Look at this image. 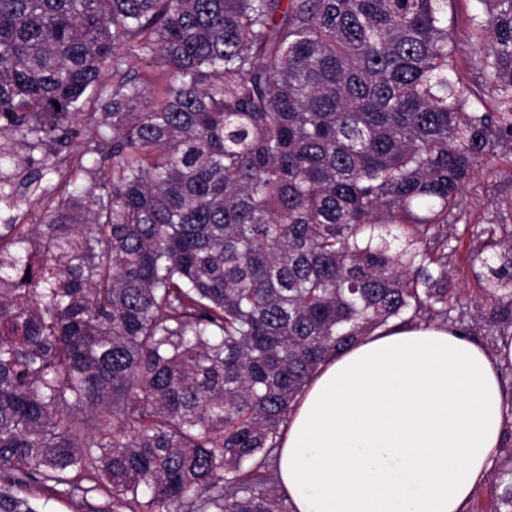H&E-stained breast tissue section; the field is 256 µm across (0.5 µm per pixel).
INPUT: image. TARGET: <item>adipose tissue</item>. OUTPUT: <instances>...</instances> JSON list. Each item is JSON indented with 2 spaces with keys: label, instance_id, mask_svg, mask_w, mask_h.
<instances>
[{
  "label": "adipose tissue",
  "instance_id": "obj_1",
  "mask_svg": "<svg viewBox=\"0 0 512 512\" xmlns=\"http://www.w3.org/2000/svg\"><path fill=\"white\" fill-rule=\"evenodd\" d=\"M506 359L512 343L435 326L382 331L328 359L281 439L290 512H465L502 443Z\"/></svg>",
  "mask_w": 512,
  "mask_h": 512
}]
</instances>
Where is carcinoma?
Segmentation results:
<instances>
[{
	"instance_id": "obj_1",
	"label": "carcinoma",
	"mask_w": 512,
	"mask_h": 512,
	"mask_svg": "<svg viewBox=\"0 0 512 512\" xmlns=\"http://www.w3.org/2000/svg\"><path fill=\"white\" fill-rule=\"evenodd\" d=\"M479 2L470 86L448 0H0V139L41 150L0 215L112 129L46 223L0 225V512H290L281 427L323 362L391 320L480 327L463 236L512 339V208L464 196L512 145V0ZM489 479L512 512V452ZM470 248V239L464 238V243L461 245L459 253L452 257V264H454V270H457V273L453 272L454 283L451 288L460 290L461 298L469 297L472 299L473 304L471 306L473 310L487 318L492 311V305L482 298L472 268L466 261ZM112 502L102 491L88 495L87 500H70L64 497H52L46 504L48 512H97Z\"/></svg>"
}]
</instances>
